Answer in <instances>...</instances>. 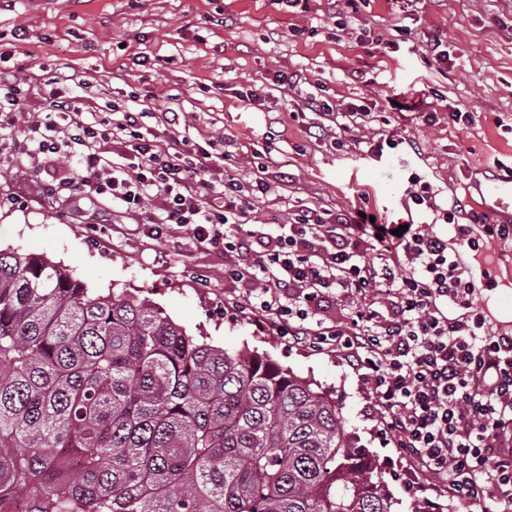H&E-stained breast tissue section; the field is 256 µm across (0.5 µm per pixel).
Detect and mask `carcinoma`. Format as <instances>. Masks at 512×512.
I'll return each instance as SVG.
<instances>
[{
	"label": "carcinoma",
	"mask_w": 512,
	"mask_h": 512,
	"mask_svg": "<svg viewBox=\"0 0 512 512\" xmlns=\"http://www.w3.org/2000/svg\"><path fill=\"white\" fill-rule=\"evenodd\" d=\"M28 512H392L336 402L0 248V497Z\"/></svg>",
	"instance_id": "1"
}]
</instances>
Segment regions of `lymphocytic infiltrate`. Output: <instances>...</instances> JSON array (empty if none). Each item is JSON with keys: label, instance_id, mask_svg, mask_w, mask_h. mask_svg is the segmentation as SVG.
<instances>
[{"label": "lymphocytic infiltrate", "instance_id": "lymphocytic-infiltrate-1", "mask_svg": "<svg viewBox=\"0 0 512 512\" xmlns=\"http://www.w3.org/2000/svg\"><path fill=\"white\" fill-rule=\"evenodd\" d=\"M52 82L30 112L25 83L0 68V170L34 172L79 146L77 169L46 185L48 198L148 208V236L175 224L224 249L234 258L224 276L246 283L257 323L346 351L397 448L459 503L489 499L493 512H512V332L486 329L447 239L422 224L397 236L391 225L306 205L287 232L255 234L242 185L220 174L226 153L181 138L182 113L164 109L152 127L129 108L98 119L81 104L83 75L60 66ZM375 244L389 262L364 260ZM332 294L348 307L345 324L312 328Z\"/></svg>", "mask_w": 512, "mask_h": 512}]
</instances>
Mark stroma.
<instances>
[{
  "label": "stroma",
  "instance_id": "stroma-1",
  "mask_svg": "<svg viewBox=\"0 0 512 512\" xmlns=\"http://www.w3.org/2000/svg\"><path fill=\"white\" fill-rule=\"evenodd\" d=\"M405 25L395 35L393 24ZM448 44V64L429 66L424 37ZM0 53L31 87L29 110L47 96L55 66L85 76L91 105L155 96L184 113L193 142L223 138L225 176L271 189L252 200L256 232H277L298 207L332 213L357 209L380 224L433 220L409 195L412 180L430 184L442 208H475L477 181L496 165L512 167V5L507 0H355L336 11L310 0L291 13L277 0H0ZM298 75L296 87L279 75ZM257 93L251 101L249 93ZM334 109L297 111L309 95ZM374 115L336 138L335 115L351 106ZM472 113L452 124L449 108ZM435 114L427 124L424 114ZM379 152L359 149V137ZM76 154L38 174L0 172V247L36 254L72 270L100 292L146 297L189 334L229 352L254 351L311 381L336 401L349 432L384 471L395 512H480L449 499L443 483L395 448L371 394L344 351L294 343L257 327L240 303L243 283L226 279V254L196 245L185 228L160 239L144 232L146 214L108 200L47 198L44 184L76 165ZM500 255L496 290L478 307L489 330L505 329L497 296L512 292V241L491 240Z\"/></svg>",
  "mask_w": 512,
  "mask_h": 512
}]
</instances>
